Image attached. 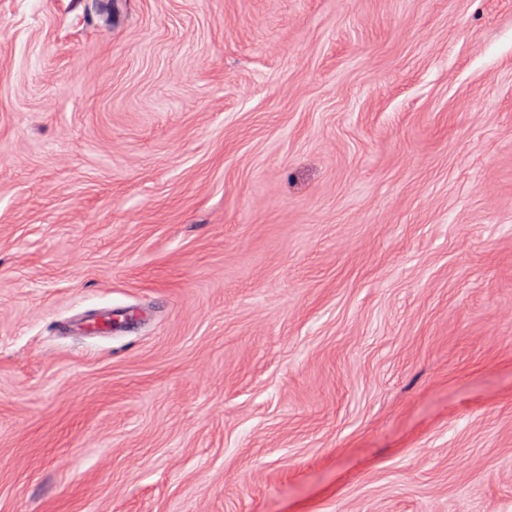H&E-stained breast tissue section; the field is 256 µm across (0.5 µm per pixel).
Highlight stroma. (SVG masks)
<instances>
[{
    "mask_svg": "<svg viewBox=\"0 0 512 512\" xmlns=\"http://www.w3.org/2000/svg\"><path fill=\"white\" fill-rule=\"evenodd\" d=\"M0 512H512V0H0Z\"/></svg>",
    "mask_w": 512,
    "mask_h": 512,
    "instance_id": "obj_1",
    "label": "stroma"
}]
</instances>
